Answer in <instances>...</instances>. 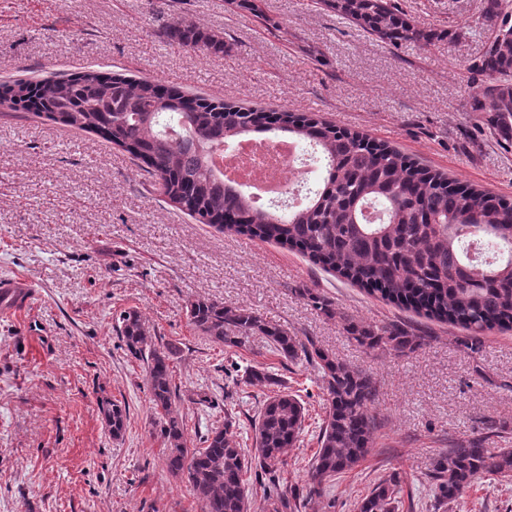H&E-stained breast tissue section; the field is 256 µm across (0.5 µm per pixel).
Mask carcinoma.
Here are the masks:
<instances>
[{
    "instance_id": "cac0c4a2",
    "label": "carcinoma",
    "mask_w": 512,
    "mask_h": 512,
    "mask_svg": "<svg viewBox=\"0 0 512 512\" xmlns=\"http://www.w3.org/2000/svg\"><path fill=\"white\" fill-rule=\"evenodd\" d=\"M263 2L225 0L266 24ZM311 2L392 45L410 40L426 49L455 38L445 30L416 29L393 0ZM483 14L499 29L476 68L507 78L512 75V0H485ZM165 36L205 56L224 54V37L193 25L173 24ZM472 110L487 114L499 140L512 142V83L473 99ZM19 111L94 133L117 146L154 179L160 197L201 224L296 248L386 301L470 331L465 347L473 352L480 335L512 327V201L450 179L359 131L312 113L245 108L147 78L95 70L1 85L0 113ZM257 134L286 136L323 157L325 176L308 204L263 208L244 188L225 183L215 154ZM472 240L498 246L501 259L469 257ZM303 296L324 315L335 314L326 297L309 289ZM187 318L213 343L239 348L245 338L261 335L276 355L304 360L317 370L326 414L307 498L320 496L326 483L369 453L378 394L372 374L348 367L313 339L291 335L246 308L201 297L189 302ZM115 329L120 348L145 365L153 430L166 445V472L190 485L202 512H253L252 471L258 468L271 479L280 471L285 453L304 431V402L284 391L268 397L251 423L248 452L229 435V419L211 426L197 448L176 413L180 395L171 366L173 348L153 343L136 310L122 312ZM345 330L367 349L406 354L417 346L416 337L386 325L350 322ZM99 410L112 438H122L126 405L102 397ZM484 443L483 438L464 439L438 456L429 474L438 502L457 503L486 474L512 477V447L491 452ZM399 492L395 475L382 477L355 502V512H397ZM260 512H297V497L271 490L262 496Z\"/></svg>"
}]
</instances>
